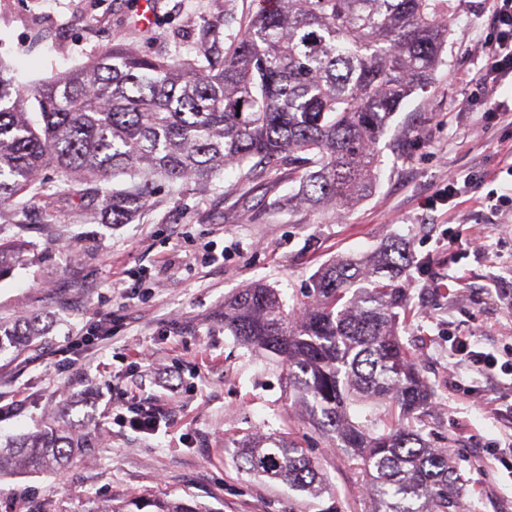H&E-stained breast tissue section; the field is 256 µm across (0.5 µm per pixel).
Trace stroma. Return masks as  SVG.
I'll return each instance as SVG.
<instances>
[{"label":"stroma","instance_id":"obj_1","mask_svg":"<svg viewBox=\"0 0 512 512\" xmlns=\"http://www.w3.org/2000/svg\"><path fill=\"white\" fill-rule=\"evenodd\" d=\"M445 63L426 90L391 118L378 148L372 195L343 216L278 208L295 192L287 170L249 181L225 170L219 189L181 190L155 180L148 208L132 223L88 215L80 199L22 198L28 213L21 262L0 279V327L38 318L39 345L0 352V445L57 420L93 446L64 469L0 477V512H85L89 500L181 499L203 512H369L358 461L313 427L285 363L255 354L224 330V303L257 283L303 300L315 274L339 259L362 260L395 244L411 256L405 279L413 314L399 335L431 386L423 418L467 481L466 512H512V378L490 381L453 363L466 338L506 361L512 350V205L490 210L486 192L462 193L454 208L429 207L448 174L490 176L512 196L503 167L512 156V83L487 101L471 78L492 29L491 0H455ZM255 0H0V61L20 87L56 79L109 45L153 57L175 51L223 54L225 16L249 19ZM498 111H490V103ZM223 266L201 267L206 245ZM148 286L129 300L117 284L139 269ZM107 320V335L65 351L83 327ZM184 379L163 400L171 426L155 435L121 427L114 401L156 397L155 370ZM285 436L310 449L328 483L320 496L257 478L237 455L258 437Z\"/></svg>","mask_w":512,"mask_h":512}]
</instances>
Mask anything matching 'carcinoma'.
Segmentation results:
<instances>
[{
  "label": "carcinoma",
  "mask_w": 512,
  "mask_h": 512,
  "mask_svg": "<svg viewBox=\"0 0 512 512\" xmlns=\"http://www.w3.org/2000/svg\"><path fill=\"white\" fill-rule=\"evenodd\" d=\"M215 65L161 60L113 45L86 65L31 90L0 68V206L45 194L37 174L53 166L57 195L94 185L112 223L148 205L159 177L211 188L228 167L245 181L259 161L288 169L299 189L282 207L338 214L369 197L378 142L393 113L445 63L452 0H259ZM112 187H107V184ZM19 253L0 240V277ZM362 264L337 260L317 272L313 300L290 306L267 286L224 303V330L288 362L321 434L361 461L372 512H460L461 476L415 421L431 390L400 341L401 282L408 257L392 246ZM43 335L37 320L0 332L14 346ZM62 430L0 448V476L54 470L87 451ZM239 463L317 497L326 478L284 437L243 447ZM198 512L179 500L129 497L85 512Z\"/></svg>",
  "instance_id": "obj_1"
}]
</instances>
